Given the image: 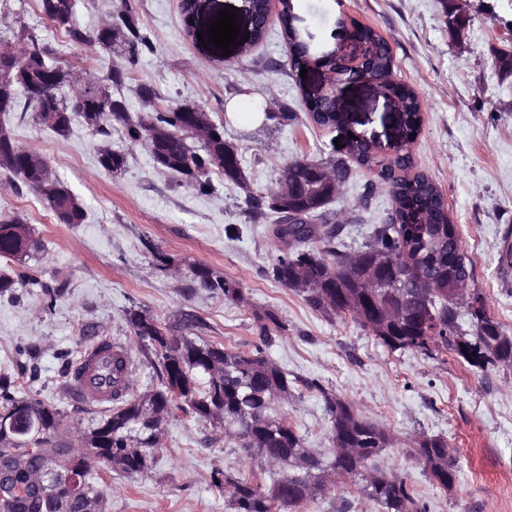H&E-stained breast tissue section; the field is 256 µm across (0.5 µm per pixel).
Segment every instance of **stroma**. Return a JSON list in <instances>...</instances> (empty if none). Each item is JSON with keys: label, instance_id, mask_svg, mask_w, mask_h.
Returning a JSON list of instances; mask_svg holds the SVG:
<instances>
[{"label": "stroma", "instance_id": "obj_1", "mask_svg": "<svg viewBox=\"0 0 512 512\" xmlns=\"http://www.w3.org/2000/svg\"><path fill=\"white\" fill-rule=\"evenodd\" d=\"M315 46L343 42L337 17L374 27L389 42L398 80L423 99L424 122L413 146L416 166L442 191L473 264L471 288L481 292L489 315L512 335V77L499 74L493 51L507 47L503 22L512 9L474 12L461 35L448 28L443 0H292ZM132 13L148 45L126 67L122 88L131 120L153 107L195 104L223 122L224 138L238 148L249 186L212 175L207 193L178 185L156 167L149 152L131 146L123 124L92 134L75 120L68 136L38 123L20 103L0 117L19 144L37 148L52 173L78 198L87 216L61 224L43 200L15 189L0 169V212L20 216L44 245L29 260L37 287L0 297V374L20 394L53 405L62 439L73 437L100 413L68 387L70 371L91 341L114 339L132 356V394L158 386L153 356L125 320L138 308L170 325H189L192 336L251 350L257 314L271 313L281 329L270 357L289 375L316 380L358 412L386 428L392 448L380 469L405 474L431 512H512V366L479 371L454 354L428 359L390 351L348 318H331L303 296L273 280L279 254L275 215L250 212L247 194L266 195L282 165L296 157L326 162L344 156L339 134L318 129L304 116L299 86L319 87L321 76L290 69L278 22L248 53H223L186 37L181 0H77L76 18L96 31L107 15ZM26 29L60 51L75 70L102 73L113 57L97 44L68 49L37 8L36 0H0V36ZM154 92L152 102L140 86ZM356 131L381 141L396 138L394 108L364 83L344 90ZM126 153L118 174L103 170L99 146ZM348 250H356L391 212L388 190L353 168L342 194L327 207ZM180 266L161 269L160 257ZM202 263L234 280L246 301L234 303L195 287L186 269ZM322 393L300 390L288 413L307 447L331 456V422ZM440 435L458 451L457 479L440 489L409 451L420 435ZM253 480L238 444L208 423L177 413L165 424L164 447L148 475L100 470L104 512H230L212 485L221 471Z\"/></svg>", "mask_w": 512, "mask_h": 512}]
</instances>
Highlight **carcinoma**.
<instances>
[{"label": "carcinoma", "mask_w": 512, "mask_h": 512, "mask_svg": "<svg viewBox=\"0 0 512 512\" xmlns=\"http://www.w3.org/2000/svg\"><path fill=\"white\" fill-rule=\"evenodd\" d=\"M37 7L71 46L100 42L101 31L91 34L77 23L74 0H37ZM254 9L251 38L263 39L271 17L277 16L292 69L340 72L333 54L315 51L305 38L290 0L275 5L256 0ZM105 23L109 39L104 47L121 61L112 62L102 74L78 73L59 64L57 49L26 30L14 45L0 42V114L15 111L22 94L41 123L61 137L69 134L76 116L99 135L107 134L112 122H122L129 141L144 147L158 167L177 175L184 186L204 193L211 175L218 173L247 187L238 149L224 141L222 124L209 113L156 111L148 122L129 120L120 94L127 77L124 61L137 56L147 40L131 14ZM355 35L376 47L369 60L373 76L392 82L394 58L384 37L370 26L356 28ZM66 86L74 87L69 101L61 96ZM400 89V107L414 124L400 127L403 143L395 153L386 155L375 142L354 138L347 158L326 166L304 158L289 160L278 185L253 199L254 208L265 206L277 214L273 234L281 255L271 268L272 278L304 295L317 311L342 318L345 305H352L351 318L392 351L410 350L431 358L441 349L450 350L482 371L499 363L512 365V336L490 317L484 297L475 294L480 306L474 310L463 305L462 289L469 287L472 269L443 193L415 165L411 144L421 128L423 104L409 86ZM300 96L317 126L340 131L348 125L346 112L334 100L313 99L303 90ZM97 154L99 166L108 172L118 174L126 167V156L110 148L101 147ZM353 165L385 185L392 215L390 223L377 225L371 240L351 255L337 245L333 226L312 218L341 194ZM0 168L37 192L59 223L85 222L82 203L53 177L47 160L20 145L5 125H0ZM21 225L19 218L0 212V261L23 263L44 253L42 240L30 228H25V239L17 238L14 228ZM189 273L192 282L224 300L243 301L237 284L213 268L194 264ZM126 321L134 336L147 343L160 370L159 387L126 398L132 380L126 378L123 358H113L112 408L63 445L58 439L59 412L42 401L14 395L9 378L0 376V408L15 407L41 423L39 430L0 427L1 465L17 473L28 446H64L88 460L82 497L100 503V491L91 482L94 468L110 466L131 476L150 471L163 447L156 434L182 412L239 444L251 468L265 476L263 483L230 472L212 478L230 512H268L267 501L275 496L281 497L279 512H287L300 500L313 502L331 488L350 484L375 512H429L408 477L375 466L376 458L392 446L390 434L313 381L303 385L324 400L332 423V458L326 460L306 447L286 411L296 398L298 380L267 355L274 342L272 315L256 317L257 341L249 352L188 336L139 309L128 310ZM410 456L436 483L447 489L454 485L457 459L445 438L421 437ZM0 512H40L39 498L29 499L27 491L20 490L0 503Z\"/></svg>", "instance_id": "obj_1"}]
</instances>
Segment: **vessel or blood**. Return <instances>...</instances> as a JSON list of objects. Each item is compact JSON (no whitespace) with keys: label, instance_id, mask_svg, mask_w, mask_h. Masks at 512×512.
Instances as JSON below:
<instances>
[{"label":"vessel or blood","instance_id":"vessel-or-blood-1","mask_svg":"<svg viewBox=\"0 0 512 512\" xmlns=\"http://www.w3.org/2000/svg\"><path fill=\"white\" fill-rule=\"evenodd\" d=\"M125 345L109 340L97 342L82 353L71 374L69 387L86 403L99 405L109 399L113 354H127Z\"/></svg>","mask_w":512,"mask_h":512}]
</instances>
